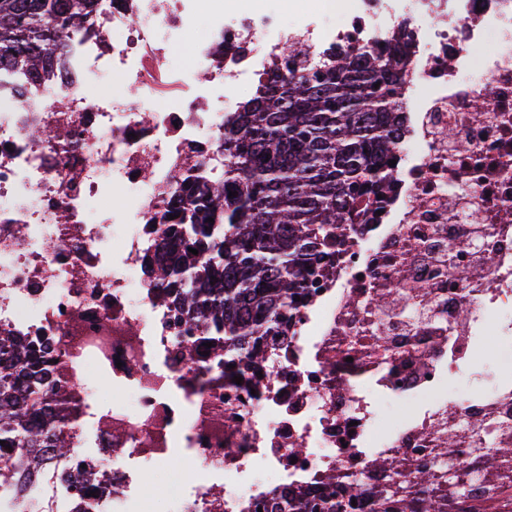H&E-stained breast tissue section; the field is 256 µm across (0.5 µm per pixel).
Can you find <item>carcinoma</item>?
I'll return each instance as SVG.
<instances>
[{"instance_id": "cac0c4a2", "label": "carcinoma", "mask_w": 512, "mask_h": 512, "mask_svg": "<svg viewBox=\"0 0 512 512\" xmlns=\"http://www.w3.org/2000/svg\"><path fill=\"white\" fill-rule=\"evenodd\" d=\"M95 0H0V64L37 77L53 70L55 47L82 29ZM278 73L260 95L224 121V183L176 182L175 219L153 278L207 323L208 339L229 356L263 358V339L287 319L304 281L344 224L393 177L388 154L398 137V92L407 65L397 44L337 57L331 66ZM234 192L236 196L229 197ZM213 222H208V219ZM206 256L197 264L189 249ZM83 406L50 346L22 347L0 331V446L29 456L41 448L67 454L62 425ZM502 448L486 454L494 472L482 481L492 497L448 484L447 470L423 465L382 489L352 486L343 496L277 505L280 512H512V465Z\"/></svg>"}]
</instances>
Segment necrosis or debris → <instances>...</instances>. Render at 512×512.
Instances as JSON below:
<instances>
[{
  "instance_id": "4bbe7bcc",
  "label": "necrosis or debris",
  "mask_w": 512,
  "mask_h": 512,
  "mask_svg": "<svg viewBox=\"0 0 512 512\" xmlns=\"http://www.w3.org/2000/svg\"><path fill=\"white\" fill-rule=\"evenodd\" d=\"M291 2L287 20L268 0H98L53 76L0 69V328L48 337L85 401L71 454L26 485L0 449V512H143L174 460L168 512H268L418 467L453 425L512 447V373L478 361L490 334L512 361V0ZM393 42L409 75L392 180L264 360L225 368L150 273L176 178L223 179L225 118L288 52L315 66ZM473 437L447 461L474 460Z\"/></svg>"
}]
</instances>
